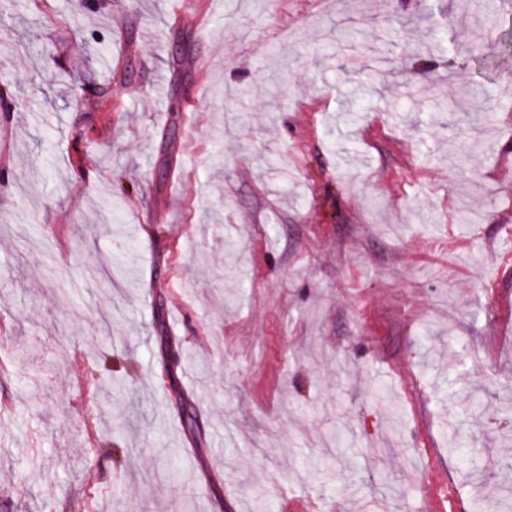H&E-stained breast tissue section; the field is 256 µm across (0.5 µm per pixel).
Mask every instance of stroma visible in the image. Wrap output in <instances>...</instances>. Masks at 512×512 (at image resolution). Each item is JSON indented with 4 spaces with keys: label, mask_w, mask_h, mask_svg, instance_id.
Masks as SVG:
<instances>
[{
    "label": "stroma",
    "mask_w": 512,
    "mask_h": 512,
    "mask_svg": "<svg viewBox=\"0 0 512 512\" xmlns=\"http://www.w3.org/2000/svg\"><path fill=\"white\" fill-rule=\"evenodd\" d=\"M5 44L0 512L512 497V0H0Z\"/></svg>",
    "instance_id": "stroma-1"
}]
</instances>
